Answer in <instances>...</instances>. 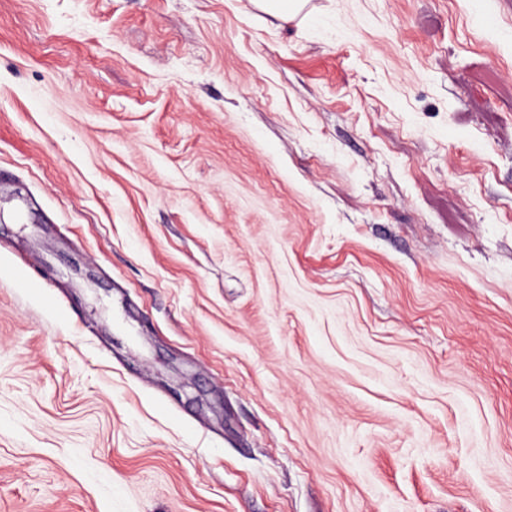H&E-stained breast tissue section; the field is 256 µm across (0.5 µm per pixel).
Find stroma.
Segmentation results:
<instances>
[{
	"label": "stroma",
	"instance_id": "35a3bbf8",
	"mask_svg": "<svg viewBox=\"0 0 512 512\" xmlns=\"http://www.w3.org/2000/svg\"><path fill=\"white\" fill-rule=\"evenodd\" d=\"M0 512H512V0H0ZM259 9L280 17L297 15L305 6L306 0H252Z\"/></svg>",
	"mask_w": 512,
	"mask_h": 512
}]
</instances>
